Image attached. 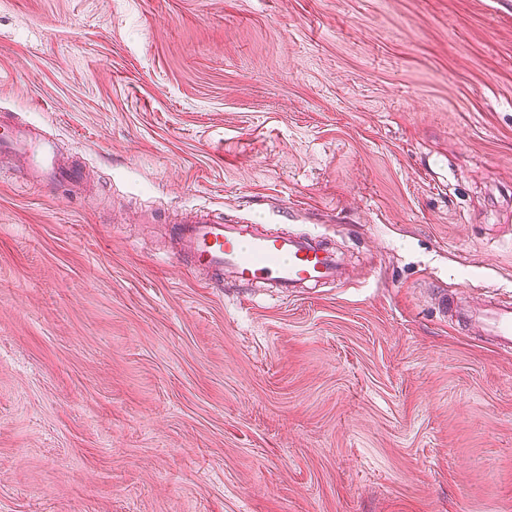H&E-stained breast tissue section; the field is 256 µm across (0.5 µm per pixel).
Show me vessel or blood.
Instances as JSON below:
<instances>
[{
	"label": "vessel or blood",
	"instance_id": "vessel-or-blood-1",
	"mask_svg": "<svg viewBox=\"0 0 512 512\" xmlns=\"http://www.w3.org/2000/svg\"><path fill=\"white\" fill-rule=\"evenodd\" d=\"M0 154L23 162L47 184H77L81 171L62 164L53 147L22 133L0 130ZM180 255L202 268L216 282L239 288L263 285L282 293L336 281L343 270L325 242L317 236L258 234L248 225L230 224L200 210L182 211L174 229ZM439 308L452 322L484 337L512 354V302L498 299L463 308L440 296Z\"/></svg>",
	"mask_w": 512,
	"mask_h": 512
}]
</instances>
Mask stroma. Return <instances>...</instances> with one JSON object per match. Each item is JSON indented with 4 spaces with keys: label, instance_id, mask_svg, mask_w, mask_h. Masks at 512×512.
I'll list each match as a JSON object with an SVG mask.
<instances>
[{
    "label": "stroma",
    "instance_id": "1",
    "mask_svg": "<svg viewBox=\"0 0 512 512\" xmlns=\"http://www.w3.org/2000/svg\"><path fill=\"white\" fill-rule=\"evenodd\" d=\"M0 512H512V0H0ZM189 208L325 237L290 297ZM0 154L10 155L23 162L30 171L37 173L39 182L47 184L76 185L81 171L75 167H66L55 155L53 147L44 141H36L22 133L0 126ZM173 238L178 253L221 285H264L281 293L336 282L343 275L336 257L319 236L254 233L248 224H229L209 212L185 210ZM439 309L452 322L463 326L478 336L493 343L497 349L512 354V302L492 298L479 307L467 308L448 305V295L439 297Z\"/></svg>",
    "mask_w": 512,
    "mask_h": 512
}]
</instances>
